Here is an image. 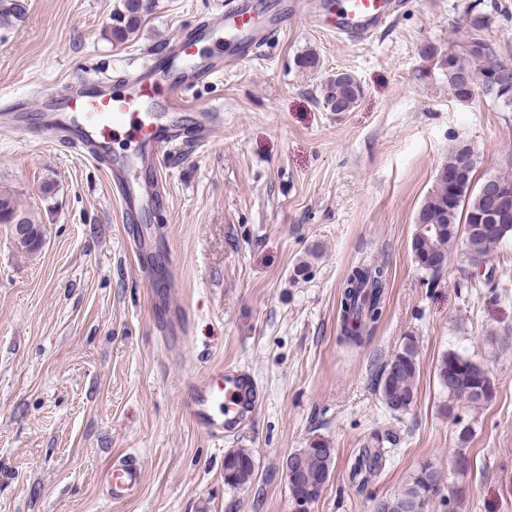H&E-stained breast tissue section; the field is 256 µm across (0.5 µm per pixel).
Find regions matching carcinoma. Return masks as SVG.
I'll use <instances>...</instances> for the list:
<instances>
[{"label":"carcinoma","instance_id":"cac0c4a2","mask_svg":"<svg viewBox=\"0 0 512 512\" xmlns=\"http://www.w3.org/2000/svg\"><path fill=\"white\" fill-rule=\"evenodd\" d=\"M146 10L144 0H124L123 10L112 23V39L125 42L132 34ZM486 17H469L472 34L442 55L439 61L448 79V88L460 101L467 102L476 91L500 103L512 112V60L503 58L482 36ZM363 95V86L352 74L338 73L321 88L322 103L327 108L350 111ZM465 170L457 183L448 184V172ZM477 158L468 145L462 144L448 153L441 165L435 188L426 198L416 216V228L410 249L419 267L433 275L448 265V255L459 247L472 246L481 263L465 258L469 266L485 265L486 283L495 278L491 257L503 240L512 237V215L502 218L496 214L491 192L483 190L484 180L475 179ZM44 230L39 219L24 208L17 194L0 187V224H11L15 219ZM388 272L386 266L374 261H363L346 276L340 295L339 340L349 345H360L372 333L383 314ZM420 372L415 341L408 337L402 348L387 361L377 380L381 403L394 413H405L417 399V378ZM434 374L444 395L442 413L452 415L464 401L474 407L493 397L494 384L488 371L471 359L456 352L444 354L436 363ZM331 442L316 436L308 447L297 453L302 459L298 479L288 487L293 502L312 500L319 484L329 482L335 466L336 449L326 451ZM383 463V452H362L355 463L358 472H377ZM435 468L425 463L420 466L403 490L384 500L383 512H400V503L415 499L431 503L438 494L429 475ZM256 475V461L247 448H234L224 456V483L234 489L250 484Z\"/></svg>","mask_w":512,"mask_h":512}]
</instances>
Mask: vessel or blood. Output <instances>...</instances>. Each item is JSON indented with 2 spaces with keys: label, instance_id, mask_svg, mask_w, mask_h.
<instances>
[{
  "label": "vessel or blood",
  "instance_id": "vessel-or-blood-1",
  "mask_svg": "<svg viewBox=\"0 0 512 512\" xmlns=\"http://www.w3.org/2000/svg\"><path fill=\"white\" fill-rule=\"evenodd\" d=\"M400 0H346L333 12L337 33L357 42L370 40L397 13ZM300 11L298 0H228L224 10L206 15L198 27L180 34L161 53L139 65L134 74L82 79L42 97L36 109L47 131L88 149L108 165L112 193L122 205V221L134 224L140 209L159 206L162 197L157 170L165 151L202 145L224 127L215 106L191 108L185 88L211 82L224 71L252 60L272 36L287 29ZM193 112L190 125L162 122V113ZM127 130L133 146L110 157L112 137ZM166 338L188 335L189 317L169 309L155 318ZM260 392L251 372L217 366L188 382L185 409L191 421L215 440L234 435L254 413ZM140 461L133 456L113 460L103 474L106 496L118 502L134 496L143 484Z\"/></svg>",
  "mask_w": 512,
  "mask_h": 512
}]
</instances>
